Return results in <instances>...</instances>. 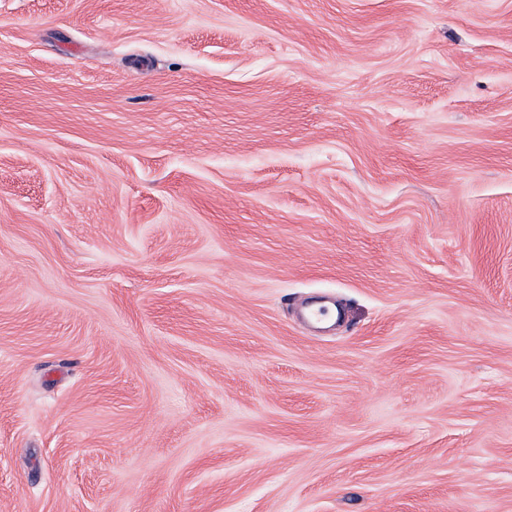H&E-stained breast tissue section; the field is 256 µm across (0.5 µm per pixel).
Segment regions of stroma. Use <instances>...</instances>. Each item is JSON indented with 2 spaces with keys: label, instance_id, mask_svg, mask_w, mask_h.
Masks as SVG:
<instances>
[{
  "label": "stroma",
  "instance_id": "35a3bbf8",
  "mask_svg": "<svg viewBox=\"0 0 512 512\" xmlns=\"http://www.w3.org/2000/svg\"><path fill=\"white\" fill-rule=\"evenodd\" d=\"M0 512H512V0H0Z\"/></svg>",
  "mask_w": 512,
  "mask_h": 512
}]
</instances>
